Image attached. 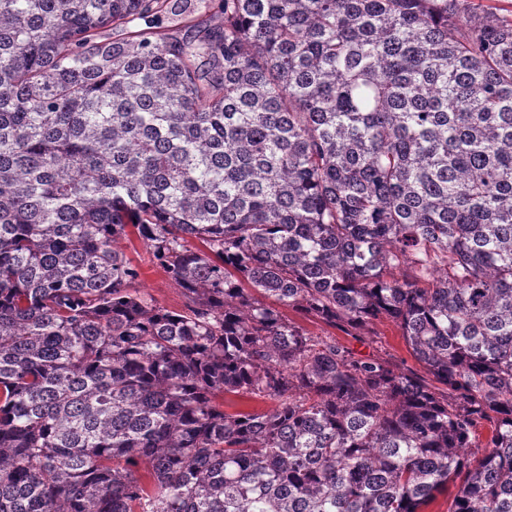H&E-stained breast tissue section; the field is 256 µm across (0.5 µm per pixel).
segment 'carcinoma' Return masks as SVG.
Masks as SVG:
<instances>
[{
    "instance_id": "obj_1",
    "label": "carcinoma",
    "mask_w": 512,
    "mask_h": 512,
    "mask_svg": "<svg viewBox=\"0 0 512 512\" xmlns=\"http://www.w3.org/2000/svg\"><path fill=\"white\" fill-rule=\"evenodd\" d=\"M439 495L512 512V0H0V512ZM118 246L140 268L141 278L138 287L153 297L160 306L170 311H182L185 299L181 289L174 285L162 269L153 263L146 246L136 237H133L130 242L121 240ZM282 311L293 322L301 325L308 332L315 336H335L341 343L345 344L356 353L367 355L371 353H383L384 351L394 355L397 359H403L412 368L419 369L420 366L412 358L408 347L401 335L400 329L390 320H377L370 324L364 331V339H354L341 331L328 326L319 319L305 317L292 308H282ZM220 401L224 399V410L228 413H253L261 412L269 408V402H265L259 398L242 394H224L221 395Z\"/></svg>"
}]
</instances>
